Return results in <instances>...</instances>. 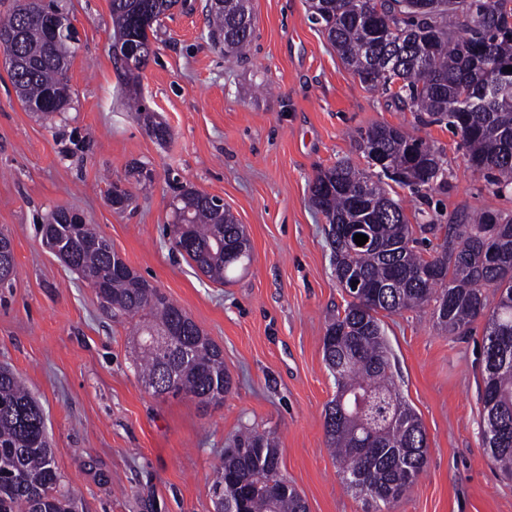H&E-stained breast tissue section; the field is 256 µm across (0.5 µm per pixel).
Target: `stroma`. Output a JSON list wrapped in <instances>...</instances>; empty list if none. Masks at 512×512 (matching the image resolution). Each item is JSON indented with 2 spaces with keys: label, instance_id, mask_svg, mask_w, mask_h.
Here are the masks:
<instances>
[{
  "label": "stroma",
  "instance_id": "1",
  "mask_svg": "<svg viewBox=\"0 0 512 512\" xmlns=\"http://www.w3.org/2000/svg\"><path fill=\"white\" fill-rule=\"evenodd\" d=\"M205 3L179 0L140 73L142 98L171 129L164 142L125 105L110 0H57L79 35L66 112L47 120L25 109L0 65V232L16 264L12 288L0 291V364L41 405L80 512H215V470L247 428L273 434L281 473L308 512H367L325 436L336 385L322 341L349 296L309 185L339 160L366 167L355 134L386 124L433 142L447 170L423 199L390 185L410 223L512 213V189L471 168L448 127L420 124L362 85L307 0H250L255 38L244 57L212 43ZM135 160L150 165L154 185L115 212L112 183L134 187ZM185 184L222 198L250 240L251 262L229 284L194 271L170 244L171 203ZM58 207L82 214L223 350L233 379L223 404L205 409L145 389L133 320L107 311L37 234ZM383 323L397 385L430 448L425 472L391 512H512V481L482 448L484 319L464 336L440 331L427 307Z\"/></svg>",
  "mask_w": 512,
  "mask_h": 512
}]
</instances>
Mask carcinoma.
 Returning a JSON list of instances; mask_svg holds the SVG:
<instances>
[{"label":"carcinoma","instance_id":"cac0c4a2","mask_svg":"<svg viewBox=\"0 0 512 512\" xmlns=\"http://www.w3.org/2000/svg\"><path fill=\"white\" fill-rule=\"evenodd\" d=\"M177 0H111L112 58L125 80L136 117L163 142L169 126L154 119L135 91L139 75L121 59L131 39L151 44L150 34ZM309 0L311 15L359 81L380 89L399 110L424 112L460 137L469 163L512 187V82L495 73L512 62V0ZM214 44L241 53L253 39L248 0L207 5ZM68 17L44 0H22L0 20V36L14 38L8 76L22 105L54 115L67 110L72 89L67 72L74 47ZM366 157L380 151L387 166L406 168V178L377 179L348 162L320 172L310 198L328 222L336 280L368 287L351 297L327 325L323 359L336 384L326 405L324 429L346 489L362 496L372 512H390L428 465L427 435L394 380L379 314L431 307L436 325L464 336L486 318L481 360L483 447L501 473L512 477V214L460 213L450 224H420L436 243L414 246L413 225L389 197L383 179L425 196L445 182L442 153L400 126L373 125L358 132ZM131 173L142 188L154 171L135 162ZM132 193L112 183L118 213ZM72 210L58 208L39 225L42 243L96 291L113 314L139 319L133 333L145 386L158 397L189 396L204 407L219 405L233 381L222 350L166 294L126 267L112 268L117 253L91 224H72ZM173 248L202 275L231 282L230 273L251 261V245L234 217L221 223L209 194L185 186L176 196ZM505 223L497 236L484 225ZM363 232L370 243L359 246ZM16 273L11 238L0 233V288ZM216 512H308L304 499L281 474L279 450L269 432L249 431L224 449L212 484ZM0 512H79L76 498L60 489V474L37 400L13 371L0 366Z\"/></svg>","mask_w":512,"mask_h":512}]
</instances>
